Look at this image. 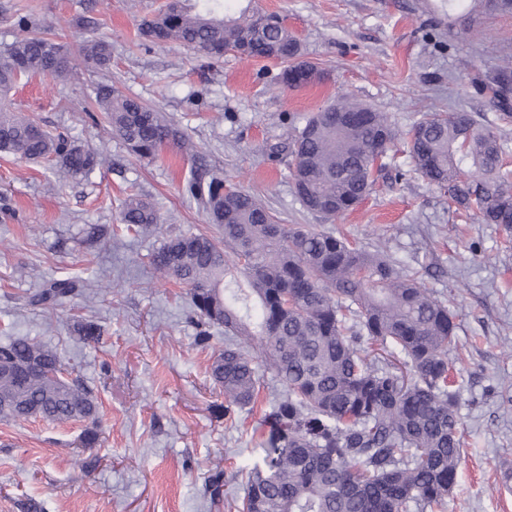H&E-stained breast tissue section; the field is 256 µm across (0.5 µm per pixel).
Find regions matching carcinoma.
<instances>
[{"instance_id":"obj_1","label":"carcinoma","mask_w":512,"mask_h":512,"mask_svg":"<svg viewBox=\"0 0 512 512\" xmlns=\"http://www.w3.org/2000/svg\"><path fill=\"white\" fill-rule=\"evenodd\" d=\"M512 14V0H448V18ZM27 35L0 53V92L24 78L65 82L112 66V43L88 35L76 50L17 18ZM139 35L192 47L219 60L225 48L245 58L285 63L282 82L296 88L327 74L302 59L284 24L264 22L246 5L226 13L221 0H168L142 20ZM494 104H512V62L490 81ZM94 103L127 151L151 159L165 148L196 153L182 128L157 109L98 82ZM399 131L388 116L346 96L309 115L291 141L270 145L289 158L303 207L326 220L370 194L374 161ZM413 171L448 196L459 215L512 230V175L499 130L472 112H433L404 134ZM0 153L52 160L77 180L103 164L101 154L32 119L0 107ZM187 192L224 243L194 232L169 234L152 256L164 277L188 287L205 324L224 326V350L211 376L230 406L258 395L264 372L282 391L272 403L261 459L246 465L239 512H433L455 484L464 445L457 393L448 388L455 316L417 278L396 268L381 248L350 244L330 231L282 224L255 194L206 172ZM129 233L147 234L163 218L128 195L119 212ZM71 279H52L30 303L54 308L75 294ZM57 351L34 339L0 343V420L96 421L97 402L77 379L64 381Z\"/></svg>"}]
</instances>
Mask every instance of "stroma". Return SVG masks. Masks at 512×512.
Instances as JSON below:
<instances>
[{"label": "stroma", "instance_id": "stroma-1", "mask_svg": "<svg viewBox=\"0 0 512 512\" xmlns=\"http://www.w3.org/2000/svg\"><path fill=\"white\" fill-rule=\"evenodd\" d=\"M161 2L0 0V47L21 37L20 14L78 44L86 34L79 18L93 5L112 43L104 80L165 112L199 150L195 159L172 148L154 159L131 155L106 120L86 117L95 79L83 71L65 85L35 77L9 93L17 111L106 162L65 181L47 162L0 154V342L28 337L56 349L98 404L92 424L0 421V512H237L245 487L236 473L258 456L280 386L265 374L253 404L225 411L210 375L223 328L203 327L187 288L151 265L167 233L222 236L185 191L200 165L259 195L282 223L382 246L447 300L459 355L448 384L464 447L444 512H512V232L457 218L399 144L374 191L327 224L297 198L287 160L267 153L306 114L347 95L388 113L402 132L431 112L478 113L499 128L512 164V118L476 87L456 84L460 76L490 80L512 55V15L471 25L443 16L442 0H252L255 11L281 15L304 59L328 73L292 90L279 61L228 53L216 62L141 39V18ZM131 193L156 205L161 230L124 231L119 210ZM88 224L106 236L86 242ZM52 278L82 281L86 291L52 311L25 305ZM80 320L100 324V340H79L72 327ZM88 429L98 435L92 448L80 441ZM218 471L230 481L214 505L204 488Z\"/></svg>", "mask_w": 512, "mask_h": 512}]
</instances>
